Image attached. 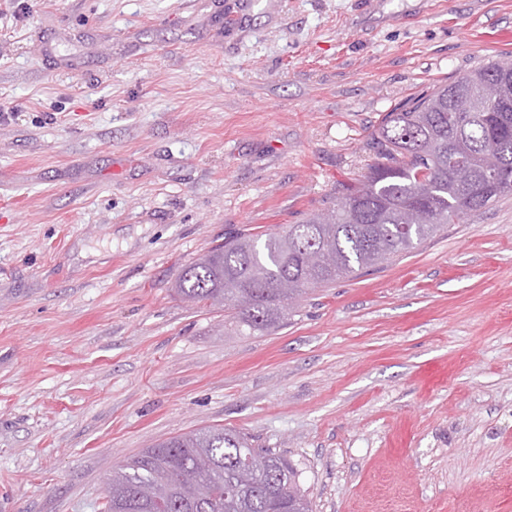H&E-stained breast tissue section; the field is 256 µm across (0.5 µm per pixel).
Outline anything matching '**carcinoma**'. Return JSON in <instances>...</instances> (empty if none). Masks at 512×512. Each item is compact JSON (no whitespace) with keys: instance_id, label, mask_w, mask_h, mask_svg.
<instances>
[{"instance_id":"1","label":"carcinoma","mask_w":512,"mask_h":512,"mask_svg":"<svg viewBox=\"0 0 512 512\" xmlns=\"http://www.w3.org/2000/svg\"><path fill=\"white\" fill-rule=\"evenodd\" d=\"M467 80L495 83L488 111H451L448 88ZM454 141L473 172L502 165L498 190L476 179L461 192L448 175ZM369 147L376 161L359 184L338 192L327 223L313 216L281 232L233 236L182 270L177 293L224 306L236 333L268 331L307 291L381 266L511 193L512 64L482 62L385 113ZM418 193L432 206L425 221L408 213ZM104 512H312V505L290 462L222 427L173 437L120 465Z\"/></svg>"}]
</instances>
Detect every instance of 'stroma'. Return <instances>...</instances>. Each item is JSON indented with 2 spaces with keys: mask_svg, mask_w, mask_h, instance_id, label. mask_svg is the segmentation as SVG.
I'll list each match as a JSON object with an SVG mask.
<instances>
[{
  "mask_svg": "<svg viewBox=\"0 0 512 512\" xmlns=\"http://www.w3.org/2000/svg\"><path fill=\"white\" fill-rule=\"evenodd\" d=\"M489 59L512 0H0L7 512H102L113 468L212 427L291 461L313 512H512V194L265 333L175 292Z\"/></svg>",
  "mask_w": 512,
  "mask_h": 512,
  "instance_id": "stroma-1",
  "label": "stroma"
}]
</instances>
